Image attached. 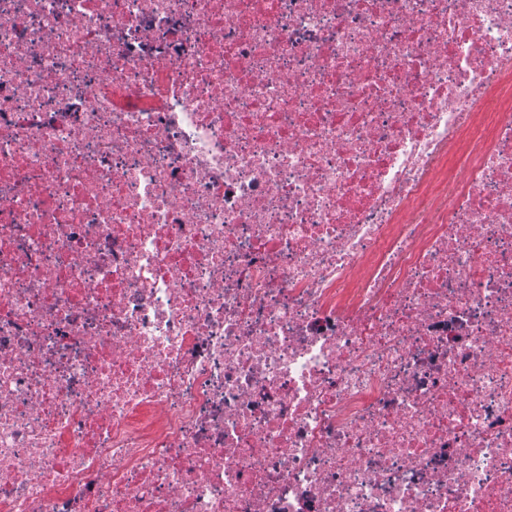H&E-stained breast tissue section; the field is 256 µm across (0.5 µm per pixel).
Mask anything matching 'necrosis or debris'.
<instances>
[{
	"instance_id": "4bbe7bcc",
	"label": "necrosis or debris",
	"mask_w": 512,
	"mask_h": 512,
	"mask_svg": "<svg viewBox=\"0 0 512 512\" xmlns=\"http://www.w3.org/2000/svg\"><path fill=\"white\" fill-rule=\"evenodd\" d=\"M0 512H512V0H0Z\"/></svg>"
}]
</instances>
